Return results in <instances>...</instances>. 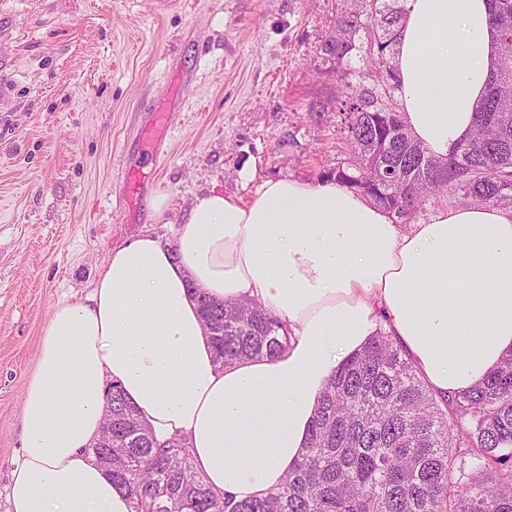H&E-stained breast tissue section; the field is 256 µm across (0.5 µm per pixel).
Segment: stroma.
Returning a JSON list of instances; mask_svg holds the SVG:
<instances>
[{"label": "stroma", "instance_id": "obj_1", "mask_svg": "<svg viewBox=\"0 0 512 512\" xmlns=\"http://www.w3.org/2000/svg\"><path fill=\"white\" fill-rule=\"evenodd\" d=\"M349 0H0V512L54 305L109 249L173 240L196 195L321 180L346 152L322 45ZM169 126L154 138L152 111ZM170 209L156 219L151 199Z\"/></svg>", "mask_w": 512, "mask_h": 512}]
</instances>
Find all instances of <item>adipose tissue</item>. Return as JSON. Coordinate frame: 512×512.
Segmentation results:
<instances>
[{"label": "adipose tissue", "instance_id": "1", "mask_svg": "<svg viewBox=\"0 0 512 512\" xmlns=\"http://www.w3.org/2000/svg\"><path fill=\"white\" fill-rule=\"evenodd\" d=\"M393 64L403 120L432 154L471 135L495 53L491 0H404ZM199 289L286 322L277 357L215 362ZM393 336L437 399L482 384L512 353V207H438L393 223L329 180L261 182L248 201L196 197L173 241L110 249L91 294L52 309L24 385L7 512H133L91 453L120 384L165 442L185 439L217 494L262 497L301 457L336 369Z\"/></svg>", "mask_w": 512, "mask_h": 512}]
</instances>
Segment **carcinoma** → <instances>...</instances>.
<instances>
[{
    "label": "carcinoma",
    "instance_id": "1",
    "mask_svg": "<svg viewBox=\"0 0 512 512\" xmlns=\"http://www.w3.org/2000/svg\"><path fill=\"white\" fill-rule=\"evenodd\" d=\"M345 10L336 38L322 45L342 66L369 36L364 60L380 95L345 84L348 157L325 178L359 189L408 224L431 199L458 195L471 205L512 207V0H493L498 33L489 86L473 133L448 158L408 132L396 101L393 65L404 19L400 0ZM216 362L273 357L288 343L284 324L261 304L218 302L194 291ZM112 483L134 512H512V354L483 384L441 402L397 341L384 334L344 362L320 396L307 448L281 488L263 498L216 495L193 467L189 449L160 444L117 384L110 389Z\"/></svg>",
    "mask_w": 512,
    "mask_h": 512
}]
</instances>
